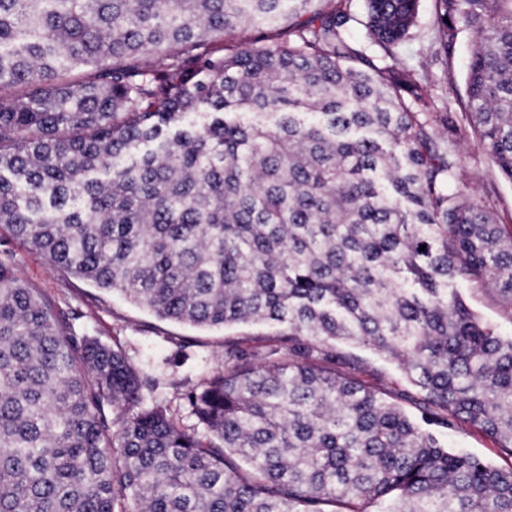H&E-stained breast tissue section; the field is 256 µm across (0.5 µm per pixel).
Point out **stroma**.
<instances>
[{
  "label": "stroma",
  "mask_w": 512,
  "mask_h": 512,
  "mask_svg": "<svg viewBox=\"0 0 512 512\" xmlns=\"http://www.w3.org/2000/svg\"><path fill=\"white\" fill-rule=\"evenodd\" d=\"M435 0H420L418 17L408 38L398 50L400 64L430 73L447 70V84H433L429 92L441 111L456 125L462 163L452 188L472 194L490 212L504 234H512V182L504 178L487 159L484 147L471 132L465 108V76L472 42L460 33L440 65L431 56L436 35ZM12 252L20 278L51 301L78 333L125 348L135 365L157 380L153 399L169 404L181 427L206 437L183 398L191 387H199L224 369V347L235 344L262 353L284 350L279 328L261 323H240L218 330L192 327L158 319L117 293L96 288L72 275L51 267L35 251L13 240L0 226V251ZM466 305L482 320L505 336H512V314L493 301L483 283L460 284ZM351 354L360 358L359 378L371 387H385L393 394L408 390L409 384L398 366L368 349L354 346Z\"/></svg>",
  "instance_id": "stroma-1"
}]
</instances>
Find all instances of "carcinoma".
Segmentation results:
<instances>
[{
    "instance_id": "1",
    "label": "carcinoma",
    "mask_w": 512,
    "mask_h": 512,
    "mask_svg": "<svg viewBox=\"0 0 512 512\" xmlns=\"http://www.w3.org/2000/svg\"><path fill=\"white\" fill-rule=\"evenodd\" d=\"M418 2L365 0L358 43L353 0H0V226L162 320L288 344L224 347L187 394L203 440L0 254V512H512V465L432 430L512 460V336L456 288L512 314V236L452 190L433 75L398 67ZM436 15V60L471 36L472 131L512 181V0ZM344 344L397 364L422 421ZM460 294L466 305L482 320L492 324L503 336H512V319L509 312L493 301L485 288H490L480 282L458 284ZM442 441L448 448L463 450L497 465L505 462L497 455L492 442L482 433L468 427H460L455 432L440 431Z\"/></svg>"
}]
</instances>
